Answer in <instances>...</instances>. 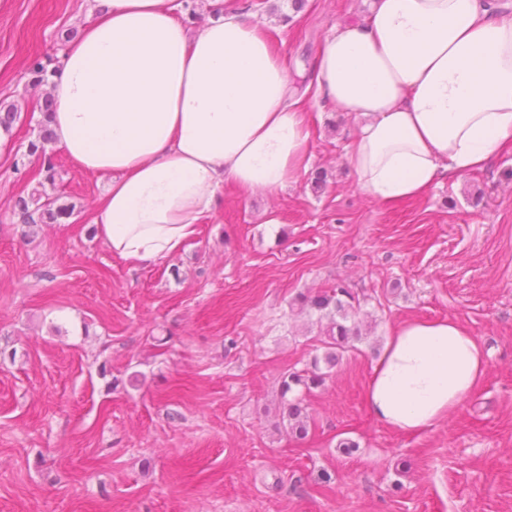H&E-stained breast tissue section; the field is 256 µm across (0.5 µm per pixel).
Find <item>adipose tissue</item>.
<instances>
[{
	"label": "adipose tissue",
	"instance_id": "1",
	"mask_svg": "<svg viewBox=\"0 0 512 512\" xmlns=\"http://www.w3.org/2000/svg\"><path fill=\"white\" fill-rule=\"evenodd\" d=\"M187 28L166 0H107L63 52L54 146L109 176L93 222L113 255L149 266L195 238L225 185L277 193L309 169L310 122L261 22L229 0ZM316 90L363 121L346 151L358 188L423 198L512 151V10L498 0H374L319 48ZM484 350L451 318L407 319L371 369L389 428L431 429L474 393Z\"/></svg>",
	"mask_w": 512,
	"mask_h": 512
}]
</instances>
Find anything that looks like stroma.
Here are the masks:
<instances>
[{
	"label": "stroma",
	"mask_w": 512,
	"mask_h": 512,
	"mask_svg": "<svg viewBox=\"0 0 512 512\" xmlns=\"http://www.w3.org/2000/svg\"><path fill=\"white\" fill-rule=\"evenodd\" d=\"M372 3L235 0L309 112V173L225 187L196 238L136 268L91 222L105 177L57 150L43 185L27 156L43 95L26 60L61 57L102 0H0V101L21 112L0 136V512H512V153L417 202L356 186L361 118L316 96L313 66ZM37 186L73 215L23 223L14 200ZM339 283L361 334L304 393L299 440L279 381L323 356L301 299ZM448 317L481 342L484 380L424 433L386 427L365 389L390 331Z\"/></svg>",
	"instance_id": "35a3bbf8"
}]
</instances>
